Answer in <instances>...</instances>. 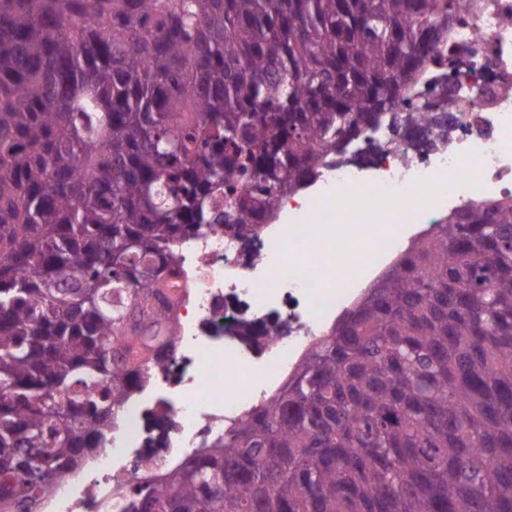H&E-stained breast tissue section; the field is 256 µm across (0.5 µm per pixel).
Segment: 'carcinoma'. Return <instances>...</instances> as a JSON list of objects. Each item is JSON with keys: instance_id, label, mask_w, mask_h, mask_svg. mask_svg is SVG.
I'll list each match as a JSON object with an SVG mask.
<instances>
[{"instance_id": "obj_1", "label": "carcinoma", "mask_w": 512, "mask_h": 512, "mask_svg": "<svg viewBox=\"0 0 512 512\" xmlns=\"http://www.w3.org/2000/svg\"><path fill=\"white\" fill-rule=\"evenodd\" d=\"M453 0H0V512L97 448L177 243L378 124ZM130 512H512V200L437 224Z\"/></svg>"}]
</instances>
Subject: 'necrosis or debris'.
<instances>
[{
	"label": "necrosis or debris",
	"mask_w": 512,
	"mask_h": 512,
	"mask_svg": "<svg viewBox=\"0 0 512 512\" xmlns=\"http://www.w3.org/2000/svg\"><path fill=\"white\" fill-rule=\"evenodd\" d=\"M459 2L448 63L426 62L412 107L328 154L249 239L217 229L179 244L175 286L150 291L169 343L149 351L105 443L39 512H126L133 486L222 439L401 252L397 237L374 240L377 225L428 231L444 213L512 198V0Z\"/></svg>",
	"instance_id": "obj_1"
}]
</instances>
